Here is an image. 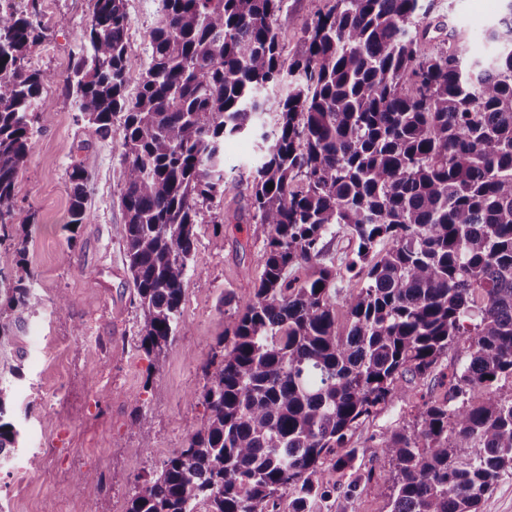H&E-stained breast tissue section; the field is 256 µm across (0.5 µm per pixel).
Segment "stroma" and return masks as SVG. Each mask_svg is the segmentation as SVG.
Masks as SVG:
<instances>
[{
  "label": "stroma",
  "mask_w": 512,
  "mask_h": 512,
  "mask_svg": "<svg viewBox=\"0 0 512 512\" xmlns=\"http://www.w3.org/2000/svg\"><path fill=\"white\" fill-rule=\"evenodd\" d=\"M37 5L43 40L28 68L49 74L44 105L25 169L20 173L9 240L0 242V282L29 270L41 297L37 311L8 316L12 341L0 348V384L19 436L13 459L0 463V512H125L136 478L152 475L201 426V364L224 334L226 302L252 296L262 271L268 230L251 219L233 221L249 194L259 150L253 136L224 144L235 180L197 225V243L183 284L182 330L161 360L138 346L140 311L120 234L124 152L119 134L103 139L82 119L65 84L73 53L89 24L94 0H16L21 12ZM330 0H287L276 30L282 57L301 51L303 28ZM161 0H126L128 55L133 74L149 63V34L159 22ZM502 0H435V14L466 33L476 50L501 15ZM85 171L90 223L69 224L72 164ZM31 227H24L27 216ZM25 237L18 257L13 240ZM65 314H57L60 300ZM410 397L382 407L354 431V466L365 479H349L325 463L322 479L334 485L326 512H390L393 474L380 435L412 427L419 398L437 399L436 377L406 381ZM142 416L152 430L142 447L131 426ZM90 472L94 481H80Z\"/></svg>",
  "instance_id": "35a3bbf8"
}]
</instances>
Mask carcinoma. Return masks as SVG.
Returning <instances> with one entry per match:
<instances>
[{
    "instance_id": "carcinoma-1",
    "label": "carcinoma",
    "mask_w": 512,
    "mask_h": 512,
    "mask_svg": "<svg viewBox=\"0 0 512 512\" xmlns=\"http://www.w3.org/2000/svg\"><path fill=\"white\" fill-rule=\"evenodd\" d=\"M162 2L135 96L126 0H94L67 82L99 137L122 114L139 347L158 361L178 333L196 225L228 188L227 139L258 142L247 211L269 238L253 296L202 366L204 423L134 481L126 512H279L284 498L288 512H322L324 463L356 484L353 431L407 396L405 375L432 373L443 398L380 439L390 512H480L512 471V396L495 388L512 379V0L487 54L434 22V0H333L287 63L286 0ZM43 38L37 9L0 12L3 232L48 79L25 59ZM68 178L70 225L88 224L82 167ZM338 227L354 256L328 265ZM365 262L341 329L336 283ZM22 271L4 289L11 312L41 305ZM451 347L467 361L436 371ZM8 398L0 384V460L19 435Z\"/></svg>"
}]
</instances>
